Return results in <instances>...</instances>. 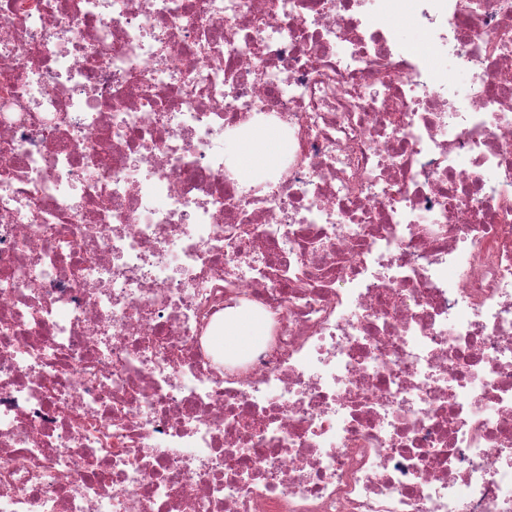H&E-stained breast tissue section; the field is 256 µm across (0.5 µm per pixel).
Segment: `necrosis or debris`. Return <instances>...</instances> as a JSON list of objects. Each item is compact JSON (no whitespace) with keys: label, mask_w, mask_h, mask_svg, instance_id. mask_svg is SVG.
I'll use <instances>...</instances> for the list:
<instances>
[{"label":"necrosis or debris","mask_w":512,"mask_h":512,"mask_svg":"<svg viewBox=\"0 0 512 512\" xmlns=\"http://www.w3.org/2000/svg\"><path fill=\"white\" fill-rule=\"evenodd\" d=\"M0 512H512V0H0ZM286 148L284 141L263 129H257L249 142L239 146L236 143H227L225 152L233 159L239 150L237 166L242 175L248 176L266 168ZM261 336V326L247 311L229 315L224 320V332L219 341L228 353H238L256 343Z\"/></svg>","instance_id":"1"}]
</instances>
